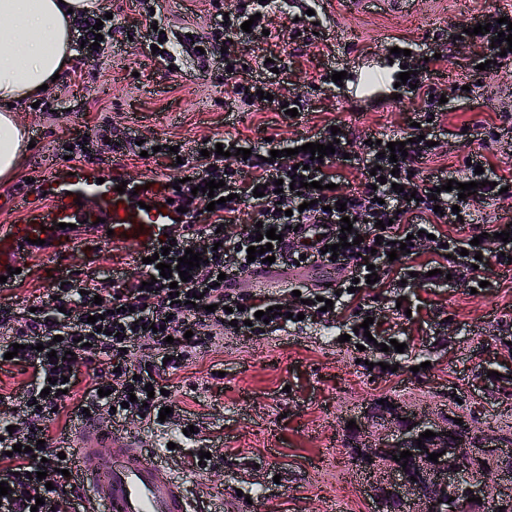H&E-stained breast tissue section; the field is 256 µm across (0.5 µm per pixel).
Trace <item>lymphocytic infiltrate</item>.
<instances>
[{
    "instance_id": "obj_1",
    "label": "lymphocytic infiltrate",
    "mask_w": 512,
    "mask_h": 512,
    "mask_svg": "<svg viewBox=\"0 0 512 512\" xmlns=\"http://www.w3.org/2000/svg\"><path fill=\"white\" fill-rule=\"evenodd\" d=\"M504 10L487 11L485 34L468 37L469 43L485 45L482 55L491 74L512 76V52L500 56L494 41L503 26ZM251 22L243 31V22ZM272 17L266 0H238L235 12L219 22L215 31L194 36L190 44L201 48V62H218L224 68V101L257 106L259 91L268 90L287 74L282 58L267 62L265 54L254 57L251 67H244L240 56L243 43L252 41L262 30L270 29ZM222 43L223 54H215V43ZM409 81L411 94L421 99L423 107L418 123L440 126L446 110L433 96L430 82L435 72L433 62L414 66ZM402 141L407 153L397 163L380 156L381 144ZM334 144L335 152L324 160L311 159L302 152L307 143ZM231 138L203 137L186 149H174L170 139L160 142V157L178 153L191 174L174 194L176 205L186 207L187 224L174 232L175 244L166 264H177L186 249L196 248L198 240L209 243L200 249L203 261L191 268L188 281L170 290L155 265L136 262L133 273L111 279H68L56 286L55 297L43 302L41 310L0 307V365L6 352H14V361L29 373L22 389L0 394V482L9 488L0 497V512H80L81 495L71 478L62 474L68 468L72 447H59L48 430L55 420L56 408L64 399H72V418L90 416L98 420L102 412H111L115 423L141 421L159 425V411L175 406L172 395L173 372L188 367L192 358L211 348L221 336H268L288 328H301L303 322H320L325 315L316 297L333 302L337 312H348L352 326L365 323L374 339L389 343L391 336L381 323L372 322L373 311L366 303L371 288H425L444 284L447 274L465 272L471 283L486 280L490 267L507 268L512 263V239L501 241L512 218L501 215L496 223L483 226L476 218L481 207L512 198V177L497 175L487 168L486 157L468 154L467 163L458 171V182L474 181L476 166H483L484 186L470 196L459 198L457 191L446 190L449 177L442 169L425 171L421 164L435 150L426 141L410 142L408 133L381 134L379 142L353 145L347 132H332L330 126L310 129L289 141L294 149L289 163L270 160L269 150L249 158L230 154ZM223 154H216V147ZM380 175H373V168ZM218 180L213 194L200 192L209 180ZM283 180V193H276V180ZM303 184L294 192V184ZM264 185L263 196H254L257 185ZM219 205L208 209L210 197ZM346 205L337 211L336 202ZM252 207L250 223H241L242 204ZM354 220L352 233L361 236L360 245L340 247L336 256L323 253L315 245L295 244V229L304 224H340L342 217ZM385 228H377V221ZM464 223L470 233L456 237L445 232L448 224ZM273 228L280 234L272 254L275 267L291 270L298 263L311 267L326 261L346 268L349 276L337 288L301 287L300 303L291 305L290 316H275L264 322L255 319L256 311L282 304L280 295L262 290L238 291L239 279L261 269L262 261H248L247 249L255 243L258 228ZM479 245H471V237ZM410 243L409 251L388 259L396 243ZM198 248V247H197ZM431 257L421 260L422 250ZM376 270L377 285L367 284L369 270ZM361 286H354V279ZM201 295L200 307L190 303L192 295ZM72 360H65V353ZM87 368L90 380L80 384L76 371ZM107 396H99V389ZM49 474V481L35 479V472Z\"/></svg>"
}]
</instances>
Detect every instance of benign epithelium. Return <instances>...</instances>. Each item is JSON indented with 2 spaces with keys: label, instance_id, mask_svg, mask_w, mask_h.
I'll return each mask as SVG.
<instances>
[{
  "label": "benign epithelium",
  "instance_id": "1",
  "mask_svg": "<svg viewBox=\"0 0 512 512\" xmlns=\"http://www.w3.org/2000/svg\"><path fill=\"white\" fill-rule=\"evenodd\" d=\"M363 417L371 424V440L375 441L370 450L359 448L371 459L373 481L367 492L373 512H391L394 500L415 512H447L450 496L479 512L498 500L499 489L485 480V474L497 472L498 462L504 459L498 437L480 432L472 442L459 440L454 417L423 419L405 406L380 412L368 408ZM427 430L436 436L422 439V446H417L416 439ZM406 450L412 457L393 460ZM431 453L441 454L438 462L427 460ZM472 497L481 498L482 503L470 501Z\"/></svg>",
  "mask_w": 512,
  "mask_h": 512
}]
</instances>
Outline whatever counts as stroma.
Wrapping results in <instances>:
<instances>
[{
    "instance_id": "stroma-1",
    "label": "stroma",
    "mask_w": 512,
    "mask_h": 512,
    "mask_svg": "<svg viewBox=\"0 0 512 512\" xmlns=\"http://www.w3.org/2000/svg\"><path fill=\"white\" fill-rule=\"evenodd\" d=\"M112 12V40L102 63L75 54L38 99L16 102L18 121L34 133L33 148L23 149L16 175L0 182V225L20 219L11 200L44 204L40 185L60 165L61 147L82 144L90 165L119 164L127 182L145 176L180 177L165 158H140L120 152L99 154L96 133L117 144L137 138H169L183 143L204 137L239 139L250 146L266 138L288 141L314 125L346 124L356 141L379 133L408 130L420 100L400 106L364 101L351 108L346 88L312 87L326 65L368 66L385 84L398 80L407 52L431 46L444 55L437 94L448 99L435 163L457 171L464 158L481 152L500 175L512 174V79L476 74L472 61L481 45L450 43L448 28L480 19L484 0H409L404 13H388L383 0H279L276 27L284 38L265 42L293 71L289 81L272 85L275 96L302 95L308 110L286 119L271 109H225L224 86L215 67L203 68L180 53L175 68L149 55L142 40L128 39L126 28L145 19L136 0H102ZM237 0H166L163 15L178 27L209 31L216 11L235 9ZM318 25L319 35L302 32ZM299 38H292V31ZM398 47L397 55L388 46ZM455 85L472 86L457 96ZM60 103L62 111L37 112L33 102ZM496 129L499 142L481 143L462 134L463 125ZM136 250L103 246L101 260L85 265L81 251L57 258L49 251L23 260L18 288L0 291V306L21 307L47 299L45 270L61 265L94 277L133 271ZM387 326L410 336L397 371L382 369L378 354L339 342L336 330L319 324L270 336H228L196 363L174 375L176 398L187 410L213 458L201 473L184 479L201 500L200 512H371L362 477L346 462L345 422L384 400L419 410L462 416L474 431L495 435L512 428V274L497 287L470 292L464 283L393 292L376 304Z\"/></svg>"
}]
</instances>
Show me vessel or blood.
Masks as SVG:
<instances>
[{
	"label": "vessel or blood",
	"instance_id": "obj_1",
	"mask_svg": "<svg viewBox=\"0 0 512 512\" xmlns=\"http://www.w3.org/2000/svg\"><path fill=\"white\" fill-rule=\"evenodd\" d=\"M382 86L362 68L352 80L350 103L379 98ZM119 171H99L60 165L49 174L48 203L22 206L21 218L0 228V276L16 267L29 240H44L51 252L66 255L78 245L71 228L81 221L98 223L114 246L140 250L159 247L164 236L179 226L169 202L165 179L148 178L138 193H118ZM69 462L79 487L89 489L81 512H195L184 481L168 466L166 455L119 425L102 429L93 422L79 424L72 438Z\"/></svg>",
	"mask_w": 512,
	"mask_h": 512
}]
</instances>
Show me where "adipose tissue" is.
Returning a JSON list of instances; mask_svg holds the SVG:
<instances>
[{"label":"adipose tissue","instance_id":"ef3b65f1","mask_svg":"<svg viewBox=\"0 0 512 512\" xmlns=\"http://www.w3.org/2000/svg\"><path fill=\"white\" fill-rule=\"evenodd\" d=\"M97 0H0V178L16 174L25 141L11 104L34 96L72 54L76 13Z\"/></svg>","mask_w":512,"mask_h":512}]
</instances>
